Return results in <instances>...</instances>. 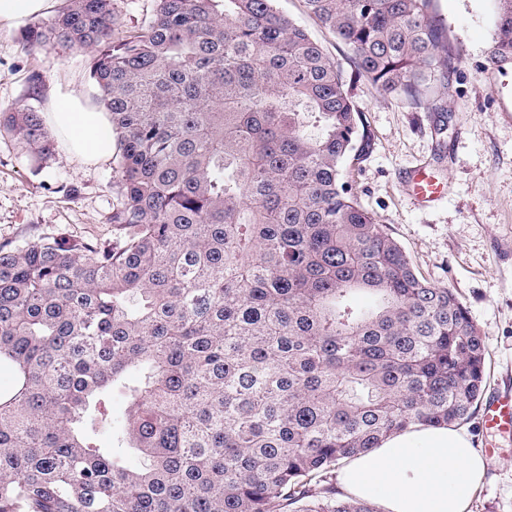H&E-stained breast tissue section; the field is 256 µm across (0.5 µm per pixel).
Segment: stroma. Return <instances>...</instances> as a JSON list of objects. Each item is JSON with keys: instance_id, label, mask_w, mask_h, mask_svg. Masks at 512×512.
I'll return each instance as SVG.
<instances>
[{"instance_id": "obj_1", "label": "stroma", "mask_w": 512, "mask_h": 512, "mask_svg": "<svg viewBox=\"0 0 512 512\" xmlns=\"http://www.w3.org/2000/svg\"><path fill=\"white\" fill-rule=\"evenodd\" d=\"M276 7L351 72L350 50L304 0H276ZM497 11V0H433L432 14L457 63L448 81L427 83L424 104L381 96L364 80L354 84L353 101L371 140L346 173L360 204L387 225L417 273L452 288L468 308L486 347L485 405L512 390V68L484 65ZM28 23L24 17L0 25V112L23 106L45 112L66 90L94 99L93 51L26 50L21 32ZM35 73L44 79L36 97L29 84ZM418 165L445 183L444 199L426 207L411 201L402 178ZM114 166L111 160L81 165L61 144L37 171L23 146L1 134L0 244L60 235L110 243ZM464 427L476 450L492 451L469 512H512V438L488 432L478 413Z\"/></svg>"}]
</instances>
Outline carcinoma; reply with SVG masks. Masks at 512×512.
<instances>
[{
  "label": "carcinoma",
  "mask_w": 512,
  "mask_h": 512,
  "mask_svg": "<svg viewBox=\"0 0 512 512\" xmlns=\"http://www.w3.org/2000/svg\"><path fill=\"white\" fill-rule=\"evenodd\" d=\"M274 2L156 0L119 38L111 0H63L25 29L96 52L116 237L0 245V512H377L336 491L342 461L475 413L482 333L344 180L362 112ZM431 2L305 0L357 77L415 104L455 71ZM2 131L37 170L56 151L32 107Z\"/></svg>",
  "instance_id": "obj_1"
}]
</instances>
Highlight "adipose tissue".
<instances>
[{"label":"adipose tissue","instance_id":"ef3b65f1","mask_svg":"<svg viewBox=\"0 0 512 512\" xmlns=\"http://www.w3.org/2000/svg\"><path fill=\"white\" fill-rule=\"evenodd\" d=\"M45 124L83 165L115 152L108 114L75 92L54 97ZM485 466L463 431L415 425L346 460L339 489L344 497L377 503L381 512H468Z\"/></svg>","mask_w":512,"mask_h":512}]
</instances>
